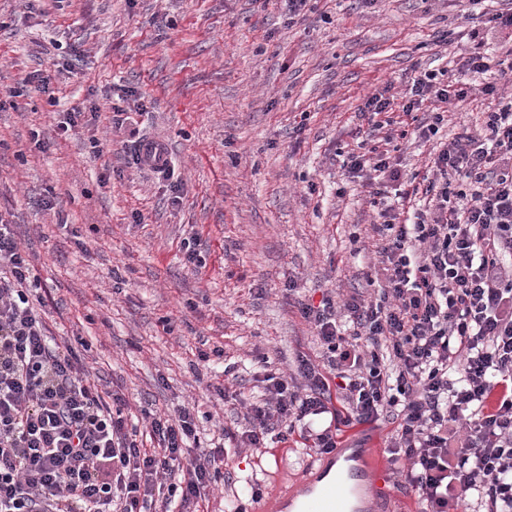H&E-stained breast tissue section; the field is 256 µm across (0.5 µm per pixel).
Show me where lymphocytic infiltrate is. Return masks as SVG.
Returning a JSON list of instances; mask_svg holds the SVG:
<instances>
[{"instance_id":"1","label":"lymphocytic infiltrate","mask_w":512,"mask_h":512,"mask_svg":"<svg viewBox=\"0 0 512 512\" xmlns=\"http://www.w3.org/2000/svg\"><path fill=\"white\" fill-rule=\"evenodd\" d=\"M474 83L411 76L402 95L368 94V136H435L444 107L497 97L493 69L512 46L457 60ZM383 198L400 173L371 148L342 161ZM412 220L378 213V296L325 297L301 313L326 348L291 379L264 376L222 441L206 447L197 404L175 413L110 404L71 340L55 341L37 303L41 278L0 218V512H199L224 468L223 441L262 449L298 437L331 453L345 429L389 424L387 461L421 512H512V104L431 153L414 184Z\"/></svg>"}]
</instances>
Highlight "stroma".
Listing matches in <instances>:
<instances>
[{"label": "stroma", "mask_w": 512, "mask_h": 512, "mask_svg": "<svg viewBox=\"0 0 512 512\" xmlns=\"http://www.w3.org/2000/svg\"><path fill=\"white\" fill-rule=\"evenodd\" d=\"M510 9L486 0L473 18L462 0H319L291 20L279 0H41L35 11L0 0V86L37 69L53 77L52 95L0 101V212L34 258L50 336L86 340L108 390L162 411L196 398L204 427L214 414L232 426L233 412L206 401L208 384L257 395L258 377L323 354L301 302L375 292L377 208L341 159L368 126L365 96L401 93L415 69L470 81L449 60L478 43L496 49L487 18ZM116 85L130 90L140 136L176 159L182 197L113 141ZM495 104L449 106L436 140L479 128ZM75 108L84 127L59 136L60 113ZM397 146L402 192L432 144ZM190 244L200 267L185 262ZM205 347L223 359L197 367ZM310 461L282 443L230 453L235 496H211L209 512L273 492Z\"/></svg>", "instance_id": "stroma-1"}]
</instances>
